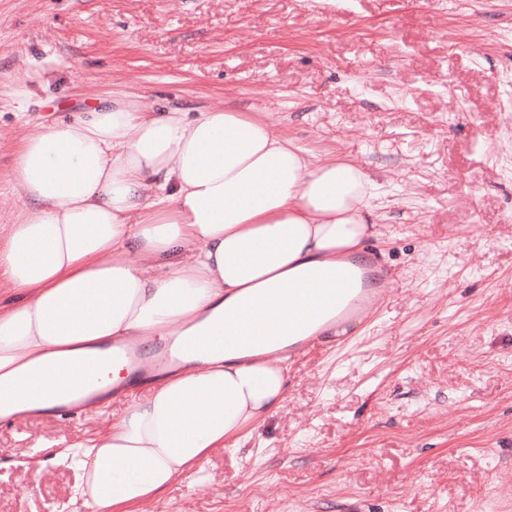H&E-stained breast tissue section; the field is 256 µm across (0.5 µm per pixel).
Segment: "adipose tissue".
I'll use <instances>...</instances> for the list:
<instances>
[{
    "label": "adipose tissue",
    "instance_id": "ef3b65f1",
    "mask_svg": "<svg viewBox=\"0 0 512 512\" xmlns=\"http://www.w3.org/2000/svg\"><path fill=\"white\" fill-rule=\"evenodd\" d=\"M13 178L37 212L0 225V385L12 387L0 420L134 395L55 453L81 468L77 494L99 512H133L250 436L286 397L289 352L352 324L341 294L307 322L288 312L301 289L361 277L376 184L347 161L311 160L264 119L117 97L39 125ZM259 322L264 343L77 386L115 341L243 337ZM59 366L50 391L29 389Z\"/></svg>",
    "mask_w": 512,
    "mask_h": 512
}]
</instances>
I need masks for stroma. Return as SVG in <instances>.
I'll return each mask as SVG.
<instances>
[{
  "instance_id": "obj_1",
  "label": "stroma",
  "mask_w": 512,
  "mask_h": 512,
  "mask_svg": "<svg viewBox=\"0 0 512 512\" xmlns=\"http://www.w3.org/2000/svg\"><path fill=\"white\" fill-rule=\"evenodd\" d=\"M116 95L252 113L379 192L370 311L137 512H512V0H0V224L37 124ZM130 402L0 421V512H93L47 448Z\"/></svg>"
}]
</instances>
